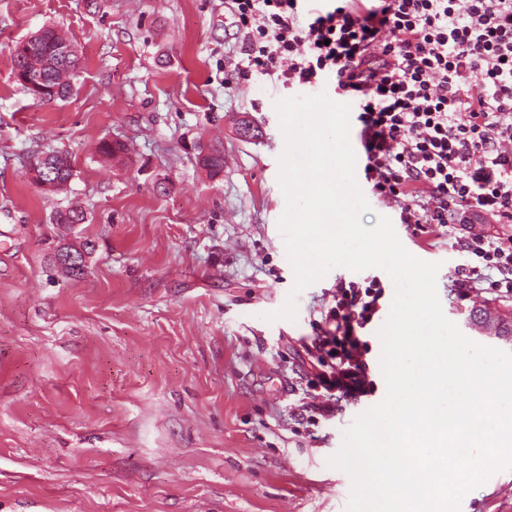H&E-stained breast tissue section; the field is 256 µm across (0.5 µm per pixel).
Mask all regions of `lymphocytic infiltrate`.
<instances>
[{
	"label": "lymphocytic infiltrate",
	"mask_w": 512,
	"mask_h": 512,
	"mask_svg": "<svg viewBox=\"0 0 512 512\" xmlns=\"http://www.w3.org/2000/svg\"><path fill=\"white\" fill-rule=\"evenodd\" d=\"M230 2L248 66L285 86L335 80L355 103L373 193L399 203L402 223L465 225L462 252L512 298V0ZM490 220L504 232L487 233ZM479 269L459 265L462 287ZM384 296L374 281L337 284L303 339L311 424L374 392L362 332Z\"/></svg>",
	"instance_id": "lymphocytic-infiltrate-1"
}]
</instances>
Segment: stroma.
I'll return each mask as SVG.
<instances>
[{
	"label": "stroma",
	"mask_w": 512,
	"mask_h": 512,
	"mask_svg": "<svg viewBox=\"0 0 512 512\" xmlns=\"http://www.w3.org/2000/svg\"><path fill=\"white\" fill-rule=\"evenodd\" d=\"M52 26L81 60L74 93L43 103L12 73L17 43ZM226 0H0V512H346L351 480L328 465L354 419L386 394L379 328L395 287L382 269L338 267L266 321L295 276L278 220L285 147L276 100L333 94L274 86L244 60ZM126 146L103 157L102 140ZM68 152L73 177L43 193L31 155ZM224 153L212 174L204 148ZM361 190L371 227L389 218L436 264L442 310L472 342V308L512 309L487 282L455 285L456 235L402 224ZM81 205L84 224L51 223ZM91 240L84 276L53 267L59 243ZM378 278L365 329L373 395L311 425L293 382L340 281ZM460 512H512V470L468 491Z\"/></svg>",
	"instance_id": "obj_1"
}]
</instances>
